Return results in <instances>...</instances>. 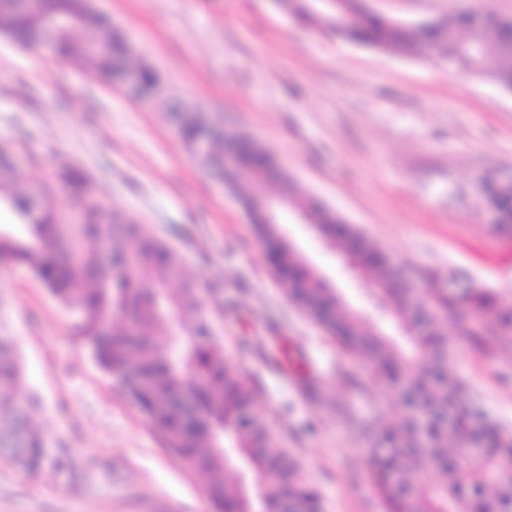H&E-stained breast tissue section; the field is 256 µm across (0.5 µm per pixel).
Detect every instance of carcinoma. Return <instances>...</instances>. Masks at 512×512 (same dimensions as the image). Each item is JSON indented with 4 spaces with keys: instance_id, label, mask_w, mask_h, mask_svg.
I'll list each match as a JSON object with an SVG mask.
<instances>
[{
    "instance_id": "cac0c4a2",
    "label": "carcinoma",
    "mask_w": 512,
    "mask_h": 512,
    "mask_svg": "<svg viewBox=\"0 0 512 512\" xmlns=\"http://www.w3.org/2000/svg\"><path fill=\"white\" fill-rule=\"evenodd\" d=\"M350 22L334 23L325 5H295L299 18L333 29L351 43L408 52L436 51L472 72L484 73L494 52L499 64L488 73L496 84L512 85V18L501 27L475 26L457 14L427 25L390 21L365 10L359 0H340ZM85 0H40L48 16L83 12ZM8 34L25 43L39 38L36 19L24 10L8 18ZM54 57L65 63L76 56L108 75L112 61L126 56L125 41L108 37L105 47L91 52L87 41L58 37ZM180 139L192 152L201 133L198 118L179 127ZM201 164L224 176V136L212 135ZM238 168L280 183V172L256 141L244 139ZM55 177L65 183L79 206L75 223L59 221L49 203L50 186L42 180L16 178L12 147L0 144V187L23 233L0 226V264L31 269L66 308L78 311V334L97 363L124 390L141 412L163 448L202 480L211 512H322L319 493L275 436L272 423L252 415L248 425L241 411L253 409L258 387L231 365L221 341L205 333V311L193 280L186 277L178 256L159 238L114 210L95 182L82 170L63 166ZM486 203L502 226L512 225V186L495 188ZM306 210L320 233L355 261L373 285L376 302L391 317L395 332L386 334L351 309L323 278L316 275L275 224H259L262 251L279 267L293 272L282 283L284 295L338 343L358 355L374 375L393 387L402 412L379 410L368 420L336 402V412L355 423L368 450L370 476L386 512H512V432L490 417L471 397L451 368L452 344L443 336L438 309L464 311L458 335L480 349L512 345V307L497 306L491 293L474 288L449 298L412 288L387 257L353 229L332 236L331 226L344 219L324 205L306 201ZM432 316L429 335L411 325L418 312ZM299 390L322 397L323 381L310 371L294 374ZM23 374L16 346L0 336V456L33 473L42 467L47 442L33 430L28 413L32 401H21ZM448 416V429L424 425L428 415ZM387 445L375 450L373 438ZM491 447L474 459L462 450ZM230 451L224 456L222 449ZM435 476H425L428 468Z\"/></svg>"
}]
</instances>
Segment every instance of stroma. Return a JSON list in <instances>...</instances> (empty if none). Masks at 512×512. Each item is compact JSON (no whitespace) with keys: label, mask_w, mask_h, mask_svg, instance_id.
<instances>
[{"label":"stroma","mask_w":512,"mask_h":512,"mask_svg":"<svg viewBox=\"0 0 512 512\" xmlns=\"http://www.w3.org/2000/svg\"><path fill=\"white\" fill-rule=\"evenodd\" d=\"M418 25L457 11L512 17V0H364ZM133 43L130 62L164 83L142 104L80 59L57 64L42 45L0 34V143L15 145L21 180L52 179L50 203L72 219L77 202L56 181L76 165L113 209L182 258L230 363L257 379L255 409L316 484L323 512H383L356 429L305 398L277 363L300 361L357 414L398 408L385 383L363 392L356 364L282 293L247 217L249 185L224 187L178 137L183 102L212 124L251 136L294 184L279 231L304 262L371 322L382 320L369 281L312 225L300 200L322 199L372 240L418 287H467L512 305V232L491 224L479 178L512 176V92L441 55L349 43L295 19L286 0H91ZM235 304L239 320L222 307ZM65 309L22 266L0 267V335L12 337L36 396L33 425L71 459L30 476L0 460V512H210L200 480L160 446L143 417L75 334ZM446 332L454 368L484 410L512 430V346L476 351ZM260 335L263 353L240 340Z\"/></svg>","instance_id":"35a3bbf8"}]
</instances>
